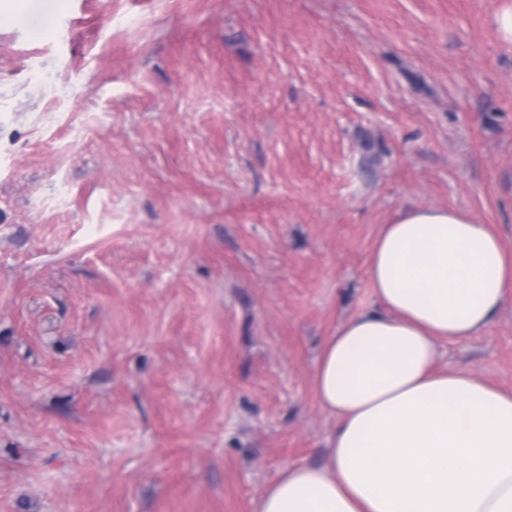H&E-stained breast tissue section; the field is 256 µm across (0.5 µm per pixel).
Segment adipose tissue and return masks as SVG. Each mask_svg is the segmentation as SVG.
Here are the masks:
<instances>
[{"label":"adipose tissue","mask_w":512,"mask_h":512,"mask_svg":"<svg viewBox=\"0 0 512 512\" xmlns=\"http://www.w3.org/2000/svg\"><path fill=\"white\" fill-rule=\"evenodd\" d=\"M65 0H15L46 33ZM369 278L378 311L328 336L313 387L337 419L324 466L283 469L256 512H512V393L434 368L438 340L480 334L512 299V255L467 212L408 209L385 225Z\"/></svg>","instance_id":"ef3b65f1"}]
</instances>
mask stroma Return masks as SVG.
I'll list each match as a JSON object with an SVG mask.
<instances>
[{"instance_id": "stroma-1", "label": "stroma", "mask_w": 512, "mask_h": 512, "mask_svg": "<svg viewBox=\"0 0 512 512\" xmlns=\"http://www.w3.org/2000/svg\"><path fill=\"white\" fill-rule=\"evenodd\" d=\"M512 0H67L0 15V512H254L323 466L326 336L384 224L512 251ZM436 367L512 391V301ZM16 3L9 5L13 20L32 31L35 36L41 37L50 27L51 19L61 12L65 6L64 0H13Z\"/></svg>"}]
</instances>
